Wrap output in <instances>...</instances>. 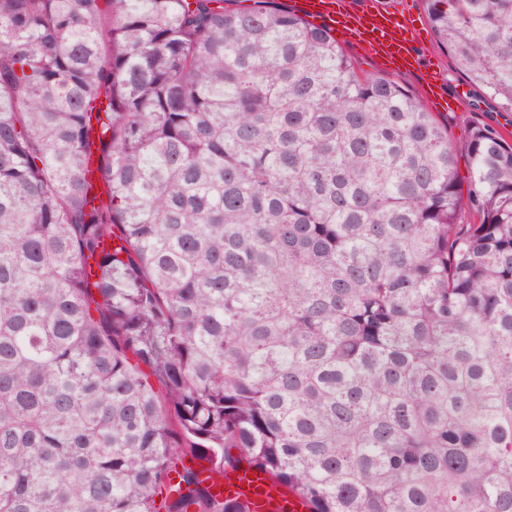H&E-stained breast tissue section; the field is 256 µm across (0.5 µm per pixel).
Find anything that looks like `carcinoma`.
<instances>
[{"instance_id": "carcinoma-1", "label": "carcinoma", "mask_w": 512, "mask_h": 512, "mask_svg": "<svg viewBox=\"0 0 512 512\" xmlns=\"http://www.w3.org/2000/svg\"><path fill=\"white\" fill-rule=\"evenodd\" d=\"M100 2L0 0V512H512V144L278 0ZM423 2L511 112L512 0ZM248 475H252V478H248ZM207 483L215 497L242 502L249 512L309 511L301 497L288 493L268 474L254 469H228L224 480L211 479Z\"/></svg>"}]
</instances>
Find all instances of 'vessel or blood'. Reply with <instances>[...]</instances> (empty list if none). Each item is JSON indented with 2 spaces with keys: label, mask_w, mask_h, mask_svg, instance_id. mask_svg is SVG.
Returning a JSON list of instances; mask_svg holds the SVG:
<instances>
[{
  "label": "vessel or blood",
  "mask_w": 512,
  "mask_h": 512,
  "mask_svg": "<svg viewBox=\"0 0 512 512\" xmlns=\"http://www.w3.org/2000/svg\"><path fill=\"white\" fill-rule=\"evenodd\" d=\"M291 7L329 32L343 29L363 38L368 55L399 61L410 70L419 63L412 45L413 19L382 10L374 0H365L359 8L351 0H291ZM209 487L215 497L244 503L249 512H309L301 497L257 470H227Z\"/></svg>",
  "instance_id": "1"
}]
</instances>
